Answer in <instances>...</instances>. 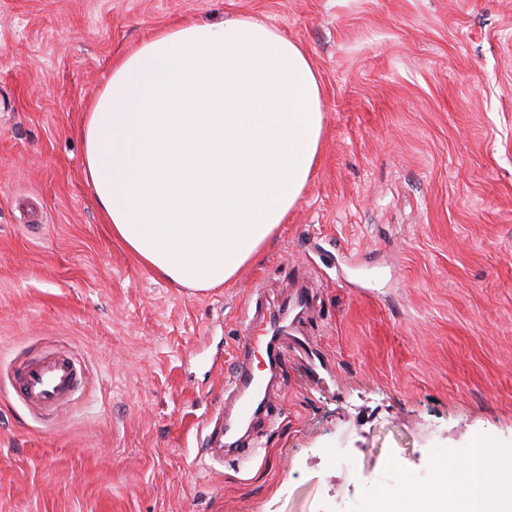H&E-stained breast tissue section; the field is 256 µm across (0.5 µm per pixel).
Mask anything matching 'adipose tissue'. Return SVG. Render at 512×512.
<instances>
[{
	"mask_svg": "<svg viewBox=\"0 0 512 512\" xmlns=\"http://www.w3.org/2000/svg\"><path fill=\"white\" fill-rule=\"evenodd\" d=\"M323 132L305 51L262 21L172 25L112 67L79 134L113 235L162 277L230 281L299 203ZM506 477L488 487L485 470ZM396 512H512V454L483 449Z\"/></svg>",
	"mask_w": 512,
	"mask_h": 512,
	"instance_id": "ef3b65f1",
	"label": "adipose tissue"
}]
</instances>
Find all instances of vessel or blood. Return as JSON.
<instances>
[{
  "label": "vessel or blood",
  "instance_id": "obj_1",
  "mask_svg": "<svg viewBox=\"0 0 512 512\" xmlns=\"http://www.w3.org/2000/svg\"><path fill=\"white\" fill-rule=\"evenodd\" d=\"M283 317L256 320L246 311L242 321L238 368L227 384L234 397L232 412L217 420L214 434L217 445L208 455L223 462L224 450L235 447L237 456H248V449L238 447L236 437L242 425L253 423L266 414L268 385L265 371L276 368L281 358L279 340L285 333ZM84 379L81 362L68 354H48L20 366L10 384L13 394L30 410L53 414L70 402Z\"/></svg>",
  "mask_w": 512,
  "mask_h": 512
}]
</instances>
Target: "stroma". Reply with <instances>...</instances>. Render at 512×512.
I'll use <instances>...</instances> for the list:
<instances>
[{
    "label": "stroma",
    "mask_w": 512,
    "mask_h": 512,
    "mask_svg": "<svg viewBox=\"0 0 512 512\" xmlns=\"http://www.w3.org/2000/svg\"><path fill=\"white\" fill-rule=\"evenodd\" d=\"M308 54L323 136L288 221L206 291L104 224L75 133L113 60L179 21ZM309 302L247 461L204 454L238 316ZM66 350L42 422L0 389V512H363L512 448V0H0V382Z\"/></svg>",
    "instance_id": "obj_1"
}]
</instances>
